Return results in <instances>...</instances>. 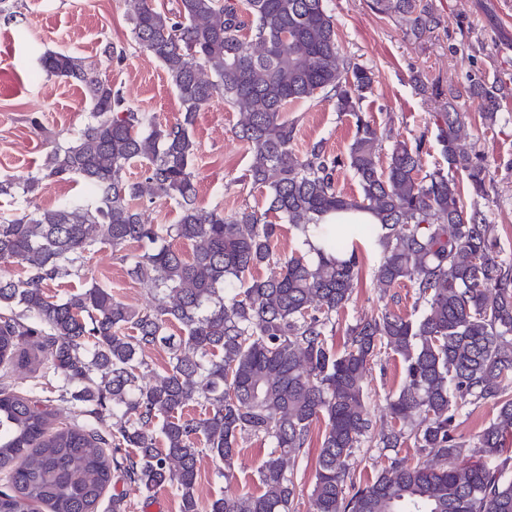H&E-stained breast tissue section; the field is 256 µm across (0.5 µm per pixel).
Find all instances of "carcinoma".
<instances>
[{
    "instance_id": "obj_1",
    "label": "carcinoma",
    "mask_w": 512,
    "mask_h": 512,
    "mask_svg": "<svg viewBox=\"0 0 512 512\" xmlns=\"http://www.w3.org/2000/svg\"><path fill=\"white\" fill-rule=\"evenodd\" d=\"M135 41L157 58L174 86L181 117L161 126L137 112L77 57L48 52L42 70L81 82L91 121L43 168L0 178V196L26 200L78 177L84 194L52 208L0 218V512H95L112 469L140 493L169 485L180 512H200L197 464L207 453L229 469L240 441L262 437L261 492L222 496L208 512H293L297 474L290 462L325 424L310 512H512V265L499 259L493 225L464 193L488 194L485 156L461 146L466 119L458 100H479L484 124L497 122L503 84L468 78L448 89L433 115L452 175L423 171L421 138L397 140L381 158L382 136L361 110L373 90L368 68L341 58L326 0H178L170 13L153 0H124ZM420 37L441 25L423 0H372ZM323 95L355 119L346 158L320 145L295 152L288 106ZM238 110L236 138L251 156L247 177L267 191L268 208L232 214L196 204V112L216 97ZM144 179L126 177L133 160ZM347 165L361 196L347 197L334 174ZM166 197L174 224H148L138 202ZM367 212L375 224H324L327 215ZM304 236L312 256L275 254L279 225ZM316 230L321 247L310 245ZM379 251L373 274L384 288L405 282L421 309H388L348 329L338 352L328 341L333 316L360 279L358 242ZM191 244L184 259L173 242ZM126 254L130 274L153 302L133 310L93 285L65 298L48 283L81 268L98 246ZM274 263L278 274L255 275ZM18 268L22 276H6ZM22 309L26 321L14 314ZM180 325V334L168 332ZM84 421L23 397L6 381L23 366L28 339ZM163 348L169 368L148 376L145 356ZM403 359V385L389 399L400 423L379 437L394 452L372 480L358 481L349 459L372 426L363 380L381 349ZM497 405L495 420L469 446L455 435L459 407ZM189 407L201 408L196 417ZM112 412V428L104 427ZM418 414L422 419L407 430ZM412 443L415 456H400ZM470 452L482 461L457 466Z\"/></svg>"
}]
</instances>
